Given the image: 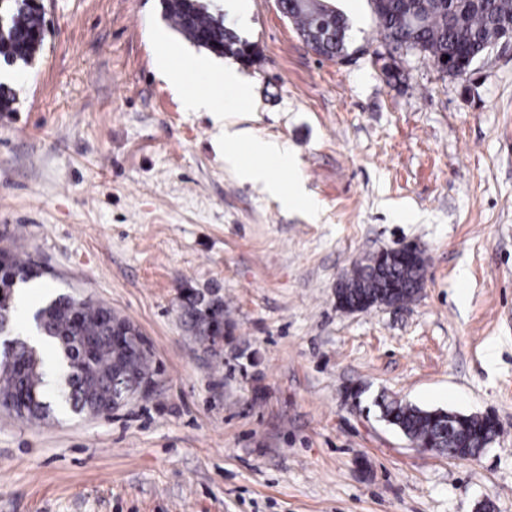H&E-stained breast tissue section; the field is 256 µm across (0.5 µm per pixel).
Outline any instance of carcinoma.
<instances>
[{"instance_id": "carcinoma-1", "label": "carcinoma", "mask_w": 512, "mask_h": 512, "mask_svg": "<svg viewBox=\"0 0 512 512\" xmlns=\"http://www.w3.org/2000/svg\"><path fill=\"white\" fill-rule=\"evenodd\" d=\"M282 13L292 19L305 43L327 59L348 55V20L326 0H280ZM164 16L194 45L217 55L225 48L242 58L244 42L224 26V17L208 13L202 0H162ZM378 27L395 51L418 52L435 65L480 58L501 42L512 27V0H380L374 4ZM46 39L42 11L31 0H0V57L8 65L30 64ZM41 276L39 266L19 250H0V289L13 294L19 282ZM424 278L421 255L406 258L393 253L359 265L337 291L338 305H397L419 292ZM183 316L195 335L215 336L224 328V301L201 293L187 297ZM112 309L91 299L60 294L34 313L37 329L55 351L71 382L60 399L46 392V362L34 348L19 345L14 363L0 365V396L25 399L23 418L39 423L55 412L57 401L84 413L102 392H112L117 365L129 380L153 378L147 353L121 351L112 345ZM49 402L44 408L33 395ZM384 419L419 448L453 459L475 458L496 440L499 430L488 415L459 414L453 424L439 410L390 402Z\"/></svg>"}]
</instances>
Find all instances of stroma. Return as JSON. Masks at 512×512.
Segmentation results:
<instances>
[{"label":"stroma","mask_w":512,"mask_h":512,"mask_svg":"<svg viewBox=\"0 0 512 512\" xmlns=\"http://www.w3.org/2000/svg\"><path fill=\"white\" fill-rule=\"evenodd\" d=\"M203 2L258 51L220 107L287 147L273 175L309 202L225 165L183 105L216 78L161 0H43L44 47L0 112V248L43 267L35 306L129 320L155 384L107 416L0 410V512H512V47L453 78L394 52L370 0H329L350 55L328 60L278 0ZM404 244L425 257L413 301L337 308L356 264ZM191 292L223 299L217 340L185 326ZM385 399L501 432L474 459L421 452Z\"/></svg>","instance_id":"35a3bbf8"}]
</instances>
